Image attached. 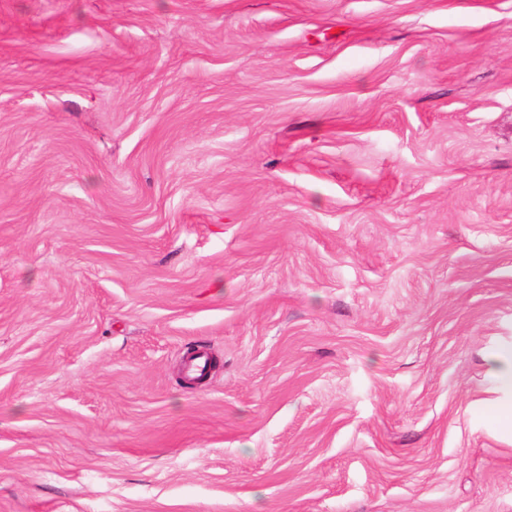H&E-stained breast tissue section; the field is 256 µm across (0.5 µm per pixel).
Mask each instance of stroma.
<instances>
[{
  "label": "stroma",
  "instance_id": "35a3bbf8",
  "mask_svg": "<svg viewBox=\"0 0 512 512\" xmlns=\"http://www.w3.org/2000/svg\"><path fill=\"white\" fill-rule=\"evenodd\" d=\"M505 348L512 0H0V512H512ZM488 372L502 386L512 389V349L500 351L489 358Z\"/></svg>",
  "mask_w": 512,
  "mask_h": 512
}]
</instances>
